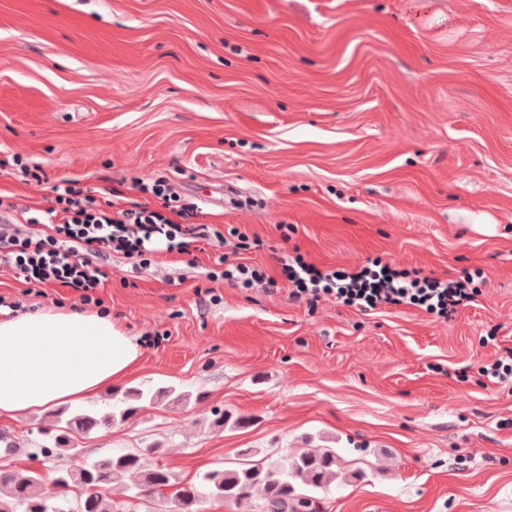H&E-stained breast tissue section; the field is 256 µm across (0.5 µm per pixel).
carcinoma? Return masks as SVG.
Wrapping results in <instances>:
<instances>
[{
    "label": "carcinoma",
    "instance_id": "carcinoma-1",
    "mask_svg": "<svg viewBox=\"0 0 512 512\" xmlns=\"http://www.w3.org/2000/svg\"><path fill=\"white\" fill-rule=\"evenodd\" d=\"M171 392L173 389L163 387L130 388L117 400L122 408L116 411L62 408L55 414V433L49 435L43 447L56 457L64 451L75 452L76 437L122 423L138 411L136 403ZM156 452L154 446L126 448L108 457L75 461L64 468L54 464L59 494L53 500L41 493L40 473L0 464V512H112L109 485L124 474L133 477L127 487L130 494L125 512H139L138 504L171 486L173 479L167 469L153 462ZM336 466V451L325 448L316 454L286 453L238 468L213 469L195 481L178 485L169 501L154 498L157 506L150 512H200L201 504L210 497L241 504L257 487L264 491V512H315L314 493L330 490L336 481Z\"/></svg>",
    "mask_w": 512,
    "mask_h": 512
}]
</instances>
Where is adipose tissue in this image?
I'll use <instances>...</instances> for the list:
<instances>
[{"mask_svg": "<svg viewBox=\"0 0 512 512\" xmlns=\"http://www.w3.org/2000/svg\"><path fill=\"white\" fill-rule=\"evenodd\" d=\"M141 357L110 313L47 307L0 319V418L110 390Z\"/></svg>", "mask_w": 512, "mask_h": 512, "instance_id": "adipose-tissue-1", "label": "adipose tissue"}]
</instances>
